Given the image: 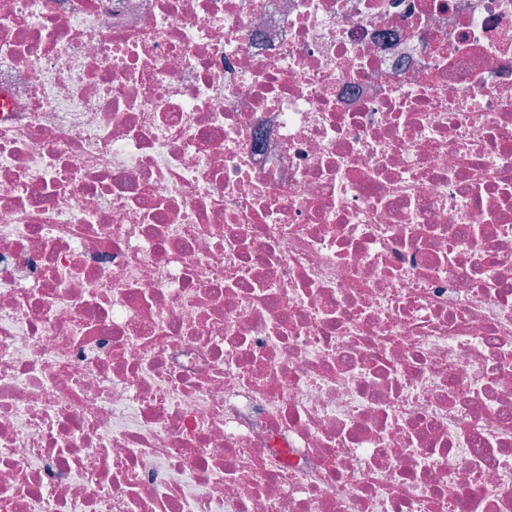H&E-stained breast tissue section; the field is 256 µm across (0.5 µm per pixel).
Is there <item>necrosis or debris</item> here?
I'll list each match as a JSON object with an SVG mask.
<instances>
[{
  "mask_svg": "<svg viewBox=\"0 0 512 512\" xmlns=\"http://www.w3.org/2000/svg\"><path fill=\"white\" fill-rule=\"evenodd\" d=\"M0 512H512V0H0Z\"/></svg>",
  "mask_w": 512,
  "mask_h": 512,
  "instance_id": "necrosis-or-debris-1",
  "label": "necrosis or debris"
}]
</instances>
